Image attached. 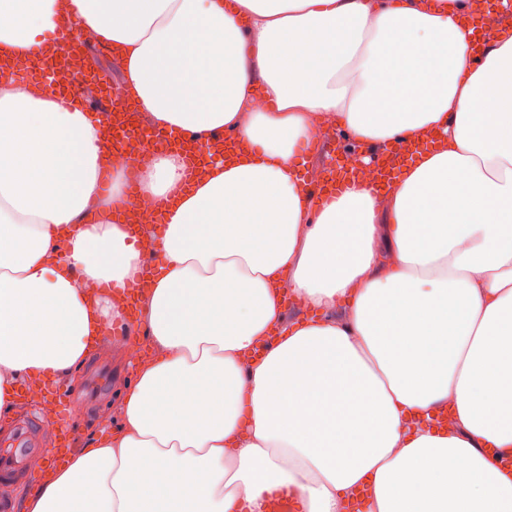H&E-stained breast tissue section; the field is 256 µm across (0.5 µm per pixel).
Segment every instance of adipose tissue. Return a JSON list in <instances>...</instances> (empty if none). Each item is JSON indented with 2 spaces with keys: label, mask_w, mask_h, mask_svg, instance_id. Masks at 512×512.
Masks as SVG:
<instances>
[{
  "label": "adipose tissue",
  "mask_w": 512,
  "mask_h": 512,
  "mask_svg": "<svg viewBox=\"0 0 512 512\" xmlns=\"http://www.w3.org/2000/svg\"><path fill=\"white\" fill-rule=\"evenodd\" d=\"M476 2L0 0V55L91 33L152 129L242 145L141 227L154 355L115 426L22 512H265L280 486L302 512H348L360 491L363 512H512V473L486 454L512 450V30L470 65ZM323 117L363 145H444L388 192L360 182L320 205L295 149ZM100 125L0 76L1 416L21 382L103 349L121 310L86 287L143 266L109 206L79 221L100 195ZM184 167L158 152L141 195L167 197ZM288 293L320 318L286 320ZM441 406L448 427L415 426Z\"/></svg>",
  "instance_id": "1"
}]
</instances>
